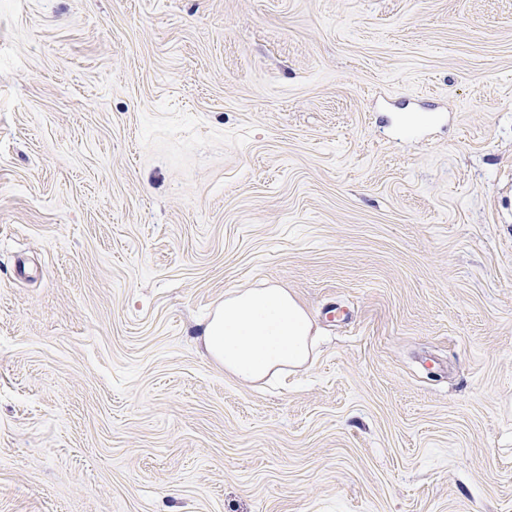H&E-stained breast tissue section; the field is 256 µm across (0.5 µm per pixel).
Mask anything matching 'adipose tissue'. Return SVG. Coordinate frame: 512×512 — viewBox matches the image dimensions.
I'll return each mask as SVG.
<instances>
[{
  "instance_id": "1",
  "label": "adipose tissue",
  "mask_w": 512,
  "mask_h": 512,
  "mask_svg": "<svg viewBox=\"0 0 512 512\" xmlns=\"http://www.w3.org/2000/svg\"><path fill=\"white\" fill-rule=\"evenodd\" d=\"M317 334L296 298L270 282L231 293L205 326L203 343L228 375L253 383L305 365Z\"/></svg>"
}]
</instances>
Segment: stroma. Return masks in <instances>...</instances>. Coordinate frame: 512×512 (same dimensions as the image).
<instances>
[{
	"label": "stroma",
	"instance_id": "35a3bbf8",
	"mask_svg": "<svg viewBox=\"0 0 512 512\" xmlns=\"http://www.w3.org/2000/svg\"><path fill=\"white\" fill-rule=\"evenodd\" d=\"M0 512H512V0H0ZM317 335L296 298L269 282L231 293L205 326L203 343L228 375L253 383L305 365Z\"/></svg>",
	"mask_w": 512,
	"mask_h": 512
}]
</instances>
